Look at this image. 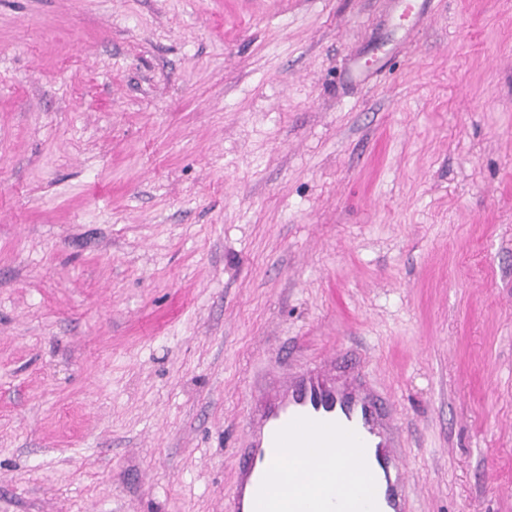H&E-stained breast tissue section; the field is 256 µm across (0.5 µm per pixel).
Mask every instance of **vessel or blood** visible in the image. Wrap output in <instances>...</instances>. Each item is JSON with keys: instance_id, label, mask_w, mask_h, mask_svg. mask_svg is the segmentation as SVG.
<instances>
[{"instance_id": "obj_1", "label": "vessel or blood", "mask_w": 512, "mask_h": 512, "mask_svg": "<svg viewBox=\"0 0 512 512\" xmlns=\"http://www.w3.org/2000/svg\"><path fill=\"white\" fill-rule=\"evenodd\" d=\"M426 0H395L397 24L411 30ZM389 405L358 365L331 354L258 389L238 474L224 512H411L405 463ZM364 470L369 500L347 487H313L323 458Z\"/></svg>"}]
</instances>
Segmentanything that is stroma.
Returning a JSON list of instances; mask_svg holds the SVG:
<instances>
[{
    "mask_svg": "<svg viewBox=\"0 0 512 512\" xmlns=\"http://www.w3.org/2000/svg\"><path fill=\"white\" fill-rule=\"evenodd\" d=\"M340 351L512 512V0H0V512H224ZM428 0H395L397 24L406 31L414 28L425 11Z\"/></svg>",
    "mask_w": 512,
    "mask_h": 512,
    "instance_id": "stroma-1",
    "label": "stroma"
}]
</instances>
